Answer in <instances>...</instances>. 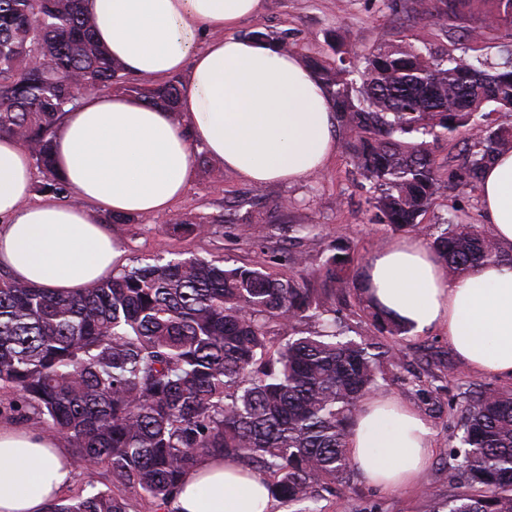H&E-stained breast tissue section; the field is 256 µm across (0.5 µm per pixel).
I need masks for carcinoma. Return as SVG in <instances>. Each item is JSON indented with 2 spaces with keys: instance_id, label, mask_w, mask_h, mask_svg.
I'll return each instance as SVG.
<instances>
[{
  "instance_id": "carcinoma-1",
  "label": "carcinoma",
  "mask_w": 512,
  "mask_h": 512,
  "mask_svg": "<svg viewBox=\"0 0 512 512\" xmlns=\"http://www.w3.org/2000/svg\"><path fill=\"white\" fill-rule=\"evenodd\" d=\"M83 2L0 0V137L18 139L44 176L39 190L67 202L52 137L81 97L115 90L180 120V76L130 77L95 38ZM413 12L443 20L468 56L424 54L406 35L360 56L333 32L338 59L307 65L350 133L345 148L373 185L380 223L431 239L448 277L459 278L512 254L478 224L450 219L436 236L420 217L451 185L480 189L485 166L512 151V125L486 111L512 112V46L490 67L483 57L485 41L503 30L512 37V0H414ZM462 134L470 143L444 179L430 142ZM222 223L219 214L170 230L198 237ZM279 230L289 242L312 232L309 224ZM351 263L330 249L320 288L276 276L264 262L227 258H158L75 295L0 276V384L43 432L69 443L88 475L87 488L46 512H129L125 490L157 512H176L183 476L209 458L263 473L273 498L306 512L303 504L347 478L356 410L384 368L398 366L408 333L368 298L372 335L347 337L333 302L355 287ZM307 321L314 329H300ZM415 384L434 411L437 378ZM464 400L456 491L428 494V512H512V390L483 384Z\"/></svg>"
}]
</instances>
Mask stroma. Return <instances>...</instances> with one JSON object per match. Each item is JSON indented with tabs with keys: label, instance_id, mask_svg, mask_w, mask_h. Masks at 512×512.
I'll use <instances>...</instances> for the list:
<instances>
[{
	"label": "stroma",
	"instance_id": "obj_1",
	"mask_svg": "<svg viewBox=\"0 0 512 512\" xmlns=\"http://www.w3.org/2000/svg\"><path fill=\"white\" fill-rule=\"evenodd\" d=\"M254 30L273 35L287 33L300 57L330 61L334 52L329 33H345L352 47L369 52L394 44L400 32H407L423 52L442 55L449 42L433 21L413 15L411 0H264L261 14L242 21L240 36ZM349 138L345 127H337L338 147L326 168L319 174L288 185L255 186L234 173L210 162L208 171H196L186 194L163 214L138 215L127 223L111 224L110 230L122 251L124 267L130 268L158 257L208 260L231 256L241 263L269 261L274 273L317 275L330 245L350 248L354 254V273L365 272L372 255L399 234L379 223L367 200L372 194L369 182L357 175L344 145ZM258 197L265 210L273 213L278 225L311 224L315 231L300 244L305 257L300 269L271 263L272 252L283 244L277 228L261 230L255 237L237 236L234 225H214L210 234L182 238L167 232L168 224L195 220L222 213L228 201L239 196ZM478 224L482 221L480 196L463 193L459 198L444 197L425 213L423 224L443 222L449 214ZM400 366L385 368L379 391L421 411L434 432L435 456L421 475L417 486L384 491L368 486L357 473H350L347 486L325 494L318 506L322 512H426V492L447 497L456 487L450 453L459 448L452 427L460 417L459 389L490 383L512 388V379L486 377L469 368L448 344L445 330L407 334L400 347ZM418 373L439 376L444 389L441 408L425 411L411 379Z\"/></svg>",
	"mask_w": 512,
	"mask_h": 512
}]
</instances>
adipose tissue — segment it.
<instances>
[{"mask_svg":"<svg viewBox=\"0 0 512 512\" xmlns=\"http://www.w3.org/2000/svg\"><path fill=\"white\" fill-rule=\"evenodd\" d=\"M263 0H85L96 36L135 78L184 77L169 112L122 93L81 99L53 138L57 167L76 200H32L27 150L0 138V268L55 293L111 278L122 252L97 219L170 210L194 178L191 144L246 181L291 183L322 171L336 150L329 95L296 54L234 35ZM482 213L512 251V152L483 173ZM375 304L412 331L445 329L458 358L512 378V262L452 279L419 238L388 243L365 275ZM353 467L388 490L415 485L433 458L432 430L391 396L365 399L348 438ZM75 468L64 441L0 427V512H45ZM261 472L207 459L183 480L176 512H269Z\"/></svg>","mask_w":512,"mask_h":512,"instance_id":"adipose-tissue-1","label":"adipose tissue"}]
</instances>
